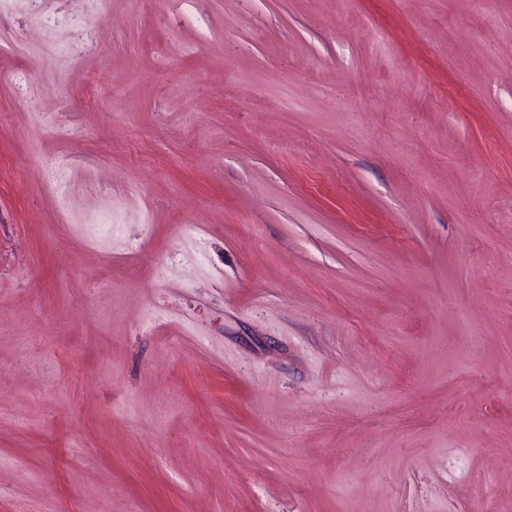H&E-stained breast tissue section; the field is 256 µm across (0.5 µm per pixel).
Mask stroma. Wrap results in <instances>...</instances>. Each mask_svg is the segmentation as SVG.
I'll use <instances>...</instances> for the list:
<instances>
[{
  "instance_id": "1",
  "label": "stroma",
  "mask_w": 512,
  "mask_h": 512,
  "mask_svg": "<svg viewBox=\"0 0 512 512\" xmlns=\"http://www.w3.org/2000/svg\"><path fill=\"white\" fill-rule=\"evenodd\" d=\"M0 512H512V0H0Z\"/></svg>"
}]
</instances>
